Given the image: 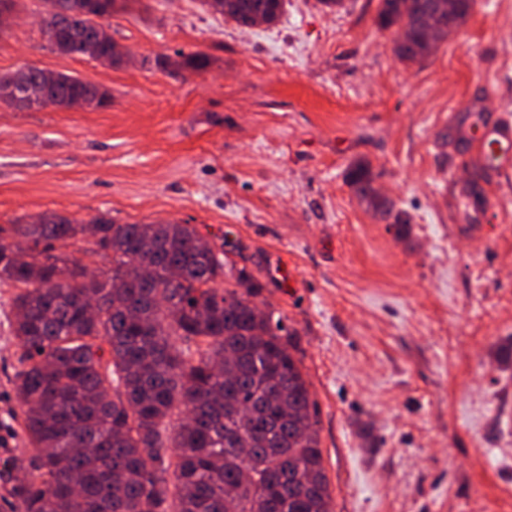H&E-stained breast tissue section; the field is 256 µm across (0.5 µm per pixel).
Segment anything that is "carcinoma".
<instances>
[{
  "instance_id": "1",
  "label": "carcinoma",
  "mask_w": 512,
  "mask_h": 512,
  "mask_svg": "<svg viewBox=\"0 0 512 512\" xmlns=\"http://www.w3.org/2000/svg\"><path fill=\"white\" fill-rule=\"evenodd\" d=\"M119 0H43L40 25L61 54ZM240 27L279 18L284 0H227ZM439 39L464 25L472 0ZM434 0H380L377 21L404 33L402 61L431 55L420 27ZM203 53L182 67L199 74ZM57 74L60 109L94 95ZM359 161L348 183L366 210L407 220ZM86 225L57 215L0 226V284L15 289L21 369L14 381L27 441L14 460L24 481L9 494L22 512H331L318 421L296 333L251 308L261 283L219 255L191 224ZM83 253L86 262L70 257ZM112 268L85 280L97 259ZM147 265L146 278L138 268ZM174 468L173 493L162 473Z\"/></svg>"
}]
</instances>
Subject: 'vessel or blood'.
Masks as SVG:
<instances>
[{
  "mask_svg": "<svg viewBox=\"0 0 512 512\" xmlns=\"http://www.w3.org/2000/svg\"><path fill=\"white\" fill-rule=\"evenodd\" d=\"M469 137L476 143L477 150L474 154L461 156V164L475 165L486 173L500 177L512 174V114L505 112L481 123L470 131ZM464 198L467 206L476 214L478 223H495L498 217L506 213L504 200L481 202L477 189H468Z\"/></svg>",
  "mask_w": 512,
  "mask_h": 512,
  "instance_id": "vessel-or-blood-1",
  "label": "vessel or blood"
}]
</instances>
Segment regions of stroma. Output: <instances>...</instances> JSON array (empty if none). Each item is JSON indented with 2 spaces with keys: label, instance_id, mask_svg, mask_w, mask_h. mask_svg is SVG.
<instances>
[{
  "label": "stroma",
  "instance_id": "1",
  "mask_svg": "<svg viewBox=\"0 0 512 512\" xmlns=\"http://www.w3.org/2000/svg\"><path fill=\"white\" fill-rule=\"evenodd\" d=\"M0 28V74L90 80V111L0 107V225H195L286 318L316 403L332 512H512V211L461 231L469 126L512 109V0H473L430 57L402 62L380 0H287L242 28L201 0H131L105 19L130 62L53 50L40 0ZM202 52L194 74L155 56ZM370 161L409 223L348 184ZM13 290L0 285V512L24 446Z\"/></svg>",
  "mask_w": 512,
  "mask_h": 512
}]
</instances>
